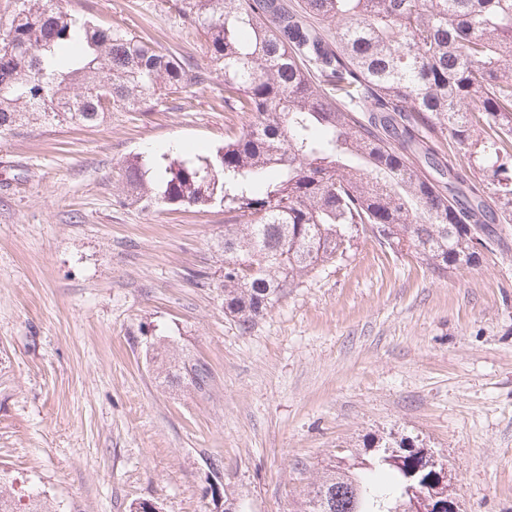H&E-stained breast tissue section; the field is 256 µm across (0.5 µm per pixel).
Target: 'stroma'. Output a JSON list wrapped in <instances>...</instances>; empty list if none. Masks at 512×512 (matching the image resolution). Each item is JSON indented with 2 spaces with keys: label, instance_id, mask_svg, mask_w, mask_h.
I'll return each instance as SVG.
<instances>
[{
  "label": "stroma",
  "instance_id": "stroma-1",
  "mask_svg": "<svg viewBox=\"0 0 512 512\" xmlns=\"http://www.w3.org/2000/svg\"><path fill=\"white\" fill-rule=\"evenodd\" d=\"M207 68L165 0H63ZM212 78L96 125L0 136V476L14 510L303 512L322 469L408 442L446 465L461 512H512V223L475 263L433 273L360 235L248 331L224 313V208L116 201L124 161L239 133ZM203 274L197 285L194 274ZM208 391L158 378L163 347Z\"/></svg>",
  "mask_w": 512,
  "mask_h": 512
}]
</instances>
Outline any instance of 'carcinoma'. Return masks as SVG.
Masks as SVG:
<instances>
[{
	"mask_svg": "<svg viewBox=\"0 0 512 512\" xmlns=\"http://www.w3.org/2000/svg\"><path fill=\"white\" fill-rule=\"evenodd\" d=\"M172 7L203 31L209 68L60 0H14L0 30V134L40 118L93 125L223 78L224 106L247 117L240 132L204 155L132 157L117 202L224 206V312L243 329L368 231L445 274L478 258L473 233L487 241L491 222H512V0ZM445 141L491 172L489 190L455 168ZM158 374L200 391L211 379L175 357ZM422 454L381 452L365 474L334 465L305 512H407Z\"/></svg>",
	"mask_w": 512,
	"mask_h": 512,
	"instance_id": "obj_1",
	"label": "carcinoma"
}]
</instances>
